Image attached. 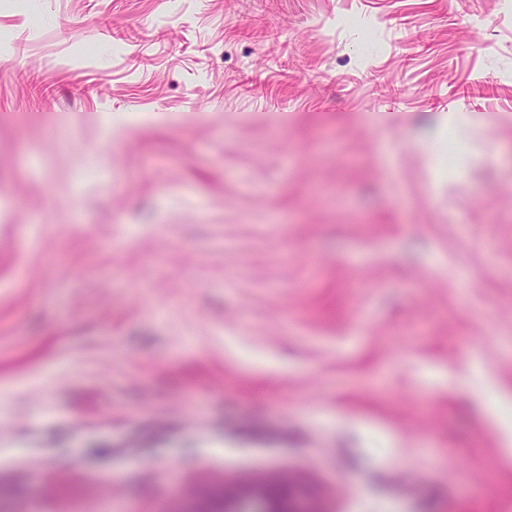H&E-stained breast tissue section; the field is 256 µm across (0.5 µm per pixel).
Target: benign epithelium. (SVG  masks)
<instances>
[{"label":"benign epithelium","instance_id":"7a95c632","mask_svg":"<svg viewBox=\"0 0 512 512\" xmlns=\"http://www.w3.org/2000/svg\"><path fill=\"white\" fill-rule=\"evenodd\" d=\"M203 512H325L310 491L292 478L223 489L211 495Z\"/></svg>","mask_w":512,"mask_h":512}]
</instances>
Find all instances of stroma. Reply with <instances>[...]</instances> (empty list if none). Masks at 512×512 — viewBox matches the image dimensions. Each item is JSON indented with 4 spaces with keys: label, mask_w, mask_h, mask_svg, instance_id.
I'll use <instances>...</instances> for the list:
<instances>
[{
    "label": "stroma",
    "mask_w": 512,
    "mask_h": 512,
    "mask_svg": "<svg viewBox=\"0 0 512 512\" xmlns=\"http://www.w3.org/2000/svg\"><path fill=\"white\" fill-rule=\"evenodd\" d=\"M0 512H512V0H0ZM203 512H328L321 509L310 491L292 478H279L222 489L211 495Z\"/></svg>",
    "instance_id": "1"
}]
</instances>
